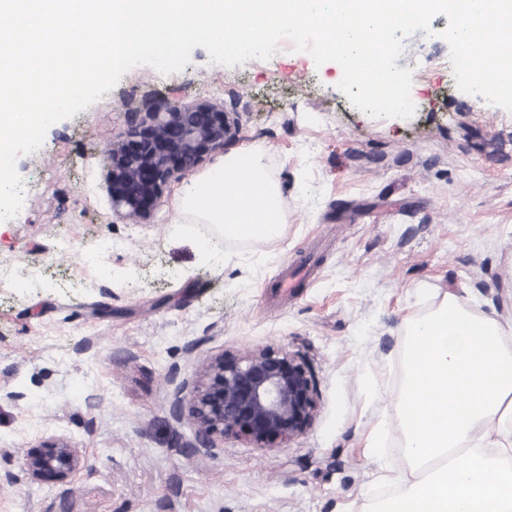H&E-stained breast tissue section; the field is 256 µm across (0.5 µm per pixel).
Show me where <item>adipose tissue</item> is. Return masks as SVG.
<instances>
[{"label": "adipose tissue", "mask_w": 512, "mask_h": 512, "mask_svg": "<svg viewBox=\"0 0 512 512\" xmlns=\"http://www.w3.org/2000/svg\"><path fill=\"white\" fill-rule=\"evenodd\" d=\"M174 202L179 213L213 225L227 238L273 239L284 222L279 188L249 149L225 155L183 185Z\"/></svg>", "instance_id": "ef3b65f1"}]
</instances>
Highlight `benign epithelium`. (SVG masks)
Here are the masks:
<instances>
[{"label":"benign epithelium","mask_w":512,"mask_h":512,"mask_svg":"<svg viewBox=\"0 0 512 512\" xmlns=\"http://www.w3.org/2000/svg\"><path fill=\"white\" fill-rule=\"evenodd\" d=\"M231 126L223 107L209 100L168 102L155 112H131L126 138L107 151L112 209L146 221L171 181L224 150ZM315 409L313 380L304 364L283 350L261 348L203 363L198 383L176 390L171 415L195 425L189 448H215L227 435H244L258 448H275L303 433ZM83 466V449L63 437L27 456L35 480L66 485Z\"/></svg>","instance_id":"7a95c632"}]
</instances>
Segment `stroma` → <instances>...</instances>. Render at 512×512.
I'll list each match as a JSON object with an SVG mask.
<instances>
[{
    "label": "stroma",
    "mask_w": 512,
    "mask_h": 512,
    "mask_svg": "<svg viewBox=\"0 0 512 512\" xmlns=\"http://www.w3.org/2000/svg\"><path fill=\"white\" fill-rule=\"evenodd\" d=\"M447 25L434 16L404 41L408 118L358 110L341 67L289 40L232 67L198 47L177 73L133 67L18 156L26 204L0 222V512H364L374 484L408 472L395 409L408 325L450 292L512 347V112L458 92ZM202 99L223 104L228 150H255L278 184V238L182 222L176 181L145 223L113 213L103 152L127 111ZM111 238L121 250L86 260ZM303 258L310 275L282 294ZM262 347L312 374L307 429L278 448L186 447L175 390L210 357ZM54 436L85 451L67 485L25 471Z\"/></svg>",
    "instance_id": "35a3bbf8"
}]
</instances>
